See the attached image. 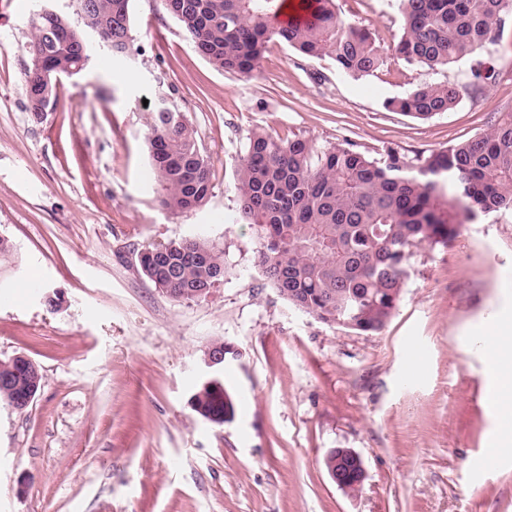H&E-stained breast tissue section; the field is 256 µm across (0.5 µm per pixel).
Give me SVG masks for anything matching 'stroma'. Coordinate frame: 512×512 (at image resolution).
<instances>
[{
    "mask_svg": "<svg viewBox=\"0 0 512 512\" xmlns=\"http://www.w3.org/2000/svg\"><path fill=\"white\" fill-rule=\"evenodd\" d=\"M338 5L381 47L401 31L391 0ZM37 7L0 0V238L13 246L0 264V360L27 356L44 376L27 411L0 405V512H512V425L487 398L478 341L488 325L512 328V211L416 249L395 314L363 333L269 285L235 188L256 131L411 162L489 129L512 113V29L483 94L416 120L387 99L465 84L468 62L432 72L392 61L357 79L274 41L252 74L225 72L160 0H133L129 54L94 52L37 120L22 82ZM162 94L210 158L213 190L194 210L157 201L146 135ZM200 232L224 252V280L173 300L136 253ZM217 339L236 409L221 427L189 402ZM334 448L360 454V492L330 479Z\"/></svg>",
    "mask_w": 512,
    "mask_h": 512,
    "instance_id": "1",
    "label": "stroma"
}]
</instances>
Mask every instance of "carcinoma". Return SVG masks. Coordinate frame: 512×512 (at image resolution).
I'll return each mask as SVG.
<instances>
[{"label":"carcinoma","mask_w":512,"mask_h":512,"mask_svg":"<svg viewBox=\"0 0 512 512\" xmlns=\"http://www.w3.org/2000/svg\"><path fill=\"white\" fill-rule=\"evenodd\" d=\"M285 0H162L195 51L219 70L249 74L266 46L283 41L304 57L328 54L352 77L372 76L387 56L438 71L471 62L469 82L424 83L390 98L388 108L419 120L454 109L462 90L481 91L495 76V47L512 23V0H395L403 28L388 49L364 28H349L336 0H301L304 16L277 23ZM132 0H76L75 15H33L23 74L26 110H55L62 76L95 48L132 47ZM49 88L39 104L31 96ZM160 202L172 212L202 205L213 189L208 156L184 113L157 99L146 139ZM240 210L250 219L257 265L293 306L323 323L382 330L397 310L412 250L446 245L480 213L512 211V114L484 133L406 161L380 163L349 145L319 149L299 137L264 131L249 138L236 166ZM138 264L155 287L177 300L209 295L224 278V251L197 236L148 246ZM19 357L0 361V402L41 390ZM191 406L221 427L235 414L224 377L201 383Z\"/></svg>","instance_id":"carcinoma-1"}]
</instances>
